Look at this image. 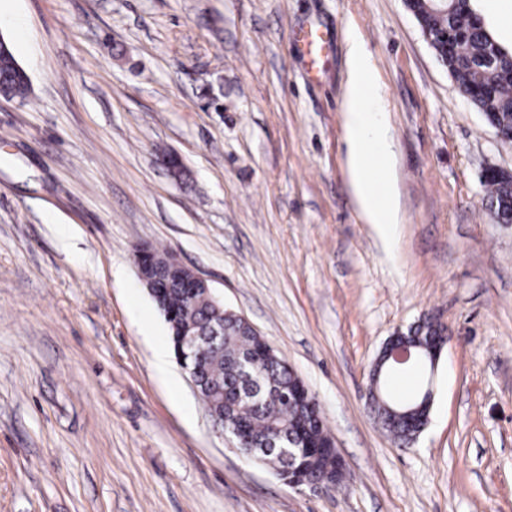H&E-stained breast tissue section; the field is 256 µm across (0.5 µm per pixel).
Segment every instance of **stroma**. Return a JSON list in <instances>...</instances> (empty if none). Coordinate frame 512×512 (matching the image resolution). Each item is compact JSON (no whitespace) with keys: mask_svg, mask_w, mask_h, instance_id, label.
Returning a JSON list of instances; mask_svg holds the SVG:
<instances>
[{"mask_svg":"<svg viewBox=\"0 0 512 512\" xmlns=\"http://www.w3.org/2000/svg\"><path fill=\"white\" fill-rule=\"evenodd\" d=\"M323 34L316 65L299 40ZM31 81L0 98V512H512V143L405 0H0ZM371 55L401 222L346 170L352 39ZM182 165L174 175L169 159ZM177 255L315 397L345 486L284 484L213 431L141 284ZM447 327L429 423L366 404L395 332ZM483 178L496 176L498 179L493 178L487 180L485 185L488 187V197L490 210L494 215L497 222L508 224L512 223V179L501 178V176L512 175L506 170L488 167L482 172ZM510 223V224H511ZM383 393L384 400L389 406L386 408L382 404L378 405L382 428L395 442L408 444L424 431V427L428 422L430 413H428L426 409H422L417 414L411 416L397 415L391 412L390 409H392L396 404L402 405L405 403H399L403 401L390 398L384 390Z\"/></svg>","mask_w":512,"mask_h":512,"instance_id":"stroma-1","label":"stroma"}]
</instances>
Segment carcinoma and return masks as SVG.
<instances>
[{
	"mask_svg": "<svg viewBox=\"0 0 512 512\" xmlns=\"http://www.w3.org/2000/svg\"><path fill=\"white\" fill-rule=\"evenodd\" d=\"M473 10L452 3L448 11L426 16L428 26L448 33L444 66L454 81L466 90L475 89L469 100L482 113L506 129L512 127V53L493 51L492 35L478 28ZM30 91V78L20 72L12 49L0 53V96L7 101L25 100ZM488 187L490 210L494 218L512 222V179L493 178ZM173 281L164 296L163 314L168 324L174 349H179L181 335L211 320V303L202 291L192 293L175 284L178 274L166 273ZM400 340L433 349L443 342L440 329L428 323L416 325L400 336ZM194 362L199 367V396L207 410L224 419V427L236 429L247 424L251 440L261 446L270 440L276 447H286L291 438L304 430L291 464V478L304 480L314 472L338 475L336 448L327 433L319 410L310 414L298 405L300 387L295 383L286 361L278 354L264 351L262 337L253 333L242 320L224 317V338L209 343L202 341L195 349ZM388 406L378 405L382 428L394 441L407 444L419 436L430 413L397 415L391 408L398 401L384 396Z\"/></svg>",
	"mask_w": 512,
	"mask_h": 512,
	"instance_id": "carcinoma-1",
	"label": "carcinoma"
}]
</instances>
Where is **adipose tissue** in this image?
<instances>
[{"label":"adipose tissue","mask_w":512,"mask_h":512,"mask_svg":"<svg viewBox=\"0 0 512 512\" xmlns=\"http://www.w3.org/2000/svg\"><path fill=\"white\" fill-rule=\"evenodd\" d=\"M378 85L361 44H353L345 99V139L352 188L371 224L392 232L399 224V203L390 180L392 138L374 107Z\"/></svg>","instance_id":"adipose-tissue-1"}]
</instances>
